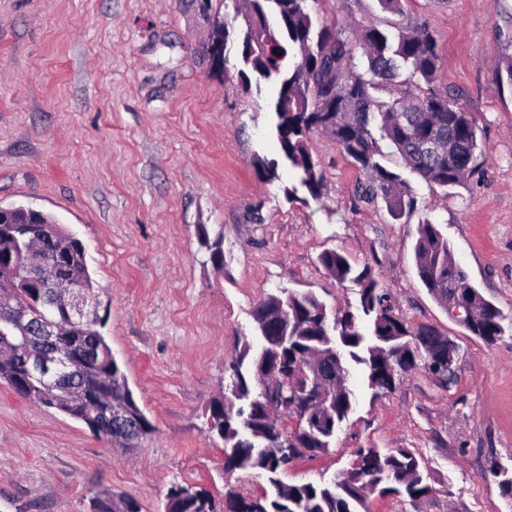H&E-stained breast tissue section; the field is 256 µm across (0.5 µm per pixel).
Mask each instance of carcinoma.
Segmentation results:
<instances>
[{"label":"carcinoma","mask_w":512,"mask_h":512,"mask_svg":"<svg viewBox=\"0 0 512 512\" xmlns=\"http://www.w3.org/2000/svg\"><path fill=\"white\" fill-rule=\"evenodd\" d=\"M214 10L209 41H228V20L212 0ZM320 0H240L233 19H241V59L264 79L278 83L273 112L282 156L298 173L300 183L314 198L322 195L323 174L308 144L320 131L332 138L360 168L367 180L357 187L369 204L382 202L394 220L416 205L411 186L384 161L397 153L422 181L448 191L463 185L476 168L481 145L479 125L461 96L437 83L440 50L427 23L393 37L374 25L353 30L338 24L314 23L312 5ZM367 70L357 71L356 55ZM297 58L285 65L287 56ZM385 92L389 100L376 96ZM16 223L0 224V285L15 287L18 303L41 311L42 320L58 325L53 336L58 356L74 364L78 388L106 390L103 407L74 392L65 400L60 387H47L38 375L26 372V363L48 338L41 324L28 335H18L15 311L0 306V383L37 407L55 409L83 422L109 446L131 450L155 428L138 405L129 383L102 332L105 319L75 325L53 305L45 281L72 277L87 289L95 281L79 240L64 239L56 219L44 212L26 215L14 211ZM45 260L44 278H29L26 261L31 248ZM420 281L440 304L454 296L475 301L477 318L464 327L492 344L505 334L502 310L469 281L452 262L448 238L439 225L427 220L417 227L413 247ZM319 263L344 283L361 285L358 306L329 314L313 293L291 291L284 298L269 295L253 307L258 344L244 343L229 364V380L222 399L207 418L208 431L224 440V471L252 470L269 488L243 496L224 491V512H370L371 491L379 497L402 496L416 503L435 488L424 459L408 448H359L356 460L331 480L290 484L282 481L285 441L296 440L308 457L328 451L341 424L353 410L355 395L350 371H362L368 388L391 391L418 368L446 390L455 382L454 364L436 360L431 341L441 332L429 325L413 327L395 313L389 293L367 269L354 274L349 258L332 249ZM128 414L136 429L131 442L113 431L112 405ZM294 422L288 430L278 417ZM488 472L498 479L503 495L512 497V471L499 461ZM93 512H140L137 502L105 494ZM165 512H214L208 492L188 496L166 494Z\"/></svg>","instance_id":"cac0c4a2"}]
</instances>
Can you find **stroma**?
Masks as SVG:
<instances>
[{"instance_id":"35a3bbf8","label":"stroma","mask_w":512,"mask_h":512,"mask_svg":"<svg viewBox=\"0 0 512 512\" xmlns=\"http://www.w3.org/2000/svg\"><path fill=\"white\" fill-rule=\"evenodd\" d=\"M316 16L393 34L428 22L438 81L481 130L465 185L441 190L391 158L416 198L392 219L359 198L364 174L316 132L325 187L311 197L273 130L275 83L245 70L236 31L226 72L210 70L195 0H0V206L48 213L82 241L108 308L103 333L155 427L127 452L0 384V512H92L106 492L164 512L175 483L219 502L228 486L259 493L255 472L225 475L206 417L255 338V303L285 289L331 310L356 304L357 286L318 261L331 249L370 268L411 325L460 345L456 382L440 388L418 369L376 394L353 371L356 403L334 448L298 459L286 482L331 479L359 448H409L428 461L434 492L414 504L375 497L371 512H512L485 472L493 459L512 467V335H471L427 292L413 256L419 223L439 224L470 283L512 318V88L496 66L512 54V0H407L401 15L377 0H323ZM258 158L276 162L275 180ZM204 233L220 240V261Z\"/></svg>"}]
</instances>
